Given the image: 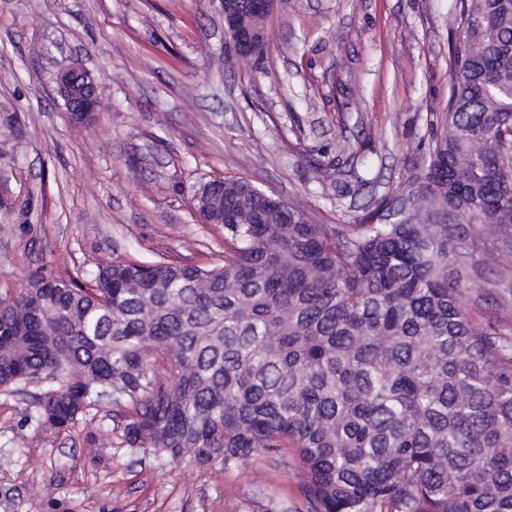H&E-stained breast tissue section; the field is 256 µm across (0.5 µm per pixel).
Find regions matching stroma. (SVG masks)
I'll return each mask as SVG.
<instances>
[{
	"label": "stroma",
	"instance_id": "1",
	"mask_svg": "<svg viewBox=\"0 0 512 512\" xmlns=\"http://www.w3.org/2000/svg\"><path fill=\"white\" fill-rule=\"evenodd\" d=\"M455 0H278L262 60L229 51L220 0H0V295L50 268L90 283L112 261L224 262L200 184L241 178L316 224L395 199L448 100ZM82 64L101 108L73 123L53 77ZM350 182L337 197L324 167ZM472 320L512 328V263L471 224ZM32 384L0 388V512H257L301 506L293 449L196 467L125 441L132 404L39 424Z\"/></svg>",
	"mask_w": 512,
	"mask_h": 512
}]
</instances>
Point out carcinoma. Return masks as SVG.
I'll list each match as a JSON object with an SVG mask.
<instances>
[{
  "instance_id": "1",
  "label": "carcinoma",
  "mask_w": 512,
  "mask_h": 512,
  "mask_svg": "<svg viewBox=\"0 0 512 512\" xmlns=\"http://www.w3.org/2000/svg\"><path fill=\"white\" fill-rule=\"evenodd\" d=\"M441 133L403 192L448 223L313 224L244 180L224 264L44 269L0 297V387L42 426L134 404L124 432L199 467L296 450L306 512H512V333L472 322L458 214L512 256V0H456Z\"/></svg>"
}]
</instances>
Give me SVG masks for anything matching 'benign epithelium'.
Returning a JSON list of instances; mask_svg holds the SVG:
<instances>
[{"instance_id":"7a95c632","label":"benign epithelium","mask_w":512,"mask_h":512,"mask_svg":"<svg viewBox=\"0 0 512 512\" xmlns=\"http://www.w3.org/2000/svg\"><path fill=\"white\" fill-rule=\"evenodd\" d=\"M277 0H221L224 13V28L230 38V49L242 59L257 60L270 44L268 20ZM54 91L63 101L65 111L75 123H84L93 118L100 101L98 84L92 72L82 66L66 68L56 73ZM200 194L192 197V206L202 221L211 223L201 208L220 214V198L205 197L197 203Z\"/></svg>"}]
</instances>
